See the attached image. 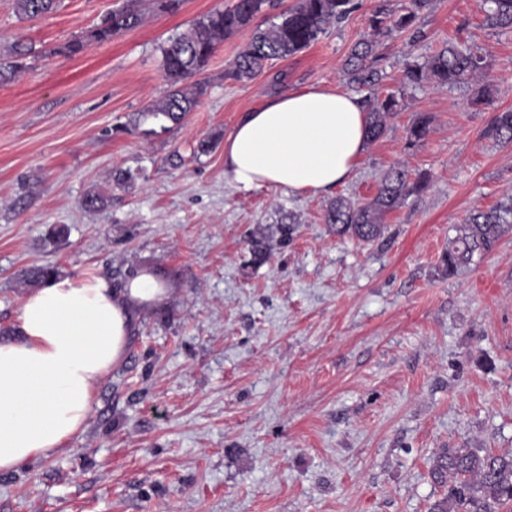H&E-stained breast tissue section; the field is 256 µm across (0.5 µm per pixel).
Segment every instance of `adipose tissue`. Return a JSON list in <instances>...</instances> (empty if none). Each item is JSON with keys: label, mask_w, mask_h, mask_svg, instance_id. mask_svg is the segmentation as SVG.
Segmentation results:
<instances>
[{"label": "adipose tissue", "mask_w": 512, "mask_h": 512, "mask_svg": "<svg viewBox=\"0 0 512 512\" xmlns=\"http://www.w3.org/2000/svg\"><path fill=\"white\" fill-rule=\"evenodd\" d=\"M366 146L361 103L313 87L244 114L224 141V172L243 190L322 192L346 179ZM166 297L143 274L120 289L102 277L53 280L25 298L16 337L0 342V471L47 457L82 431L132 323Z\"/></svg>", "instance_id": "adipose-tissue-1"}]
</instances>
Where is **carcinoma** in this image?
Masks as SVG:
<instances>
[{
  "instance_id": "cac0c4a2",
  "label": "carcinoma",
  "mask_w": 512,
  "mask_h": 512,
  "mask_svg": "<svg viewBox=\"0 0 512 512\" xmlns=\"http://www.w3.org/2000/svg\"><path fill=\"white\" fill-rule=\"evenodd\" d=\"M57 2L15 0V9L21 17L32 19L55 10ZM140 2L126 0L124 6L105 15L87 38L105 43L121 32L136 28L142 20ZM270 2L235 0L231 7L205 15L187 32L172 38L161 49L162 68L170 90L138 112L129 124L115 128V132L132 134L141 129L145 134H153L155 129H147L145 125L158 124L163 131L182 125L205 93V86L196 82L193 90L186 92L179 84L203 70L224 37L250 26ZM431 2L410 0L400 13L376 10L369 18V26L382 35L412 30L419 13L428 9ZM489 2L487 20L490 24L512 29V0ZM354 8L352 0H295L280 15L279 22L255 30L251 41L234 59L228 75L236 81L254 78L271 61L291 57L315 44L327 25L345 17ZM32 52L31 43L17 38L0 53V84L22 72ZM483 69L484 57L452 44L422 62L407 56L404 81L412 87L430 82L453 86ZM344 72L350 87L376 89L384 78L376 42L363 38L355 43L345 61ZM362 103L367 115V137L375 142L387 132L388 120L398 111L399 101L393 95L382 98L375 92ZM429 131V117L418 113L409 128V141L419 142ZM492 131L499 140L512 142V110L495 116ZM426 185L422 178L411 180L405 167L393 165L380 176L370 199L337 198L324 212V223L339 236L373 242L383 235L385 216L396 210L408 195L423 191ZM511 230L512 196L509 202L497 208L471 213L442 254V270L450 276L457 274L472 262L474 254L492 252L503 234ZM56 276L57 269L52 265H32L22 273L21 282L35 287ZM429 474L434 484L443 489L442 497L431 504L430 512H509L512 509V453L497 454L481 448H440L429 458Z\"/></svg>"
}]
</instances>
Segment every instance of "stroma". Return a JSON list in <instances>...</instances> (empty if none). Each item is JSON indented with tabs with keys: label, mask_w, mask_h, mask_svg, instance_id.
<instances>
[{
	"label": "stroma",
	"mask_w": 512,
	"mask_h": 512,
	"mask_svg": "<svg viewBox=\"0 0 512 512\" xmlns=\"http://www.w3.org/2000/svg\"><path fill=\"white\" fill-rule=\"evenodd\" d=\"M119 2L61 0L26 20L0 0V50L22 37L40 50L0 85V342L15 335L30 292L17 274L33 264L115 283L146 271L169 290L98 384L83 432L0 472V512H428L442 494L433 451L511 452L512 232L457 275L440 257L471 210L512 195V143L490 133L512 110V30L491 26L482 0H433L415 30L378 41V92L400 106L351 175L326 192L245 191L224 174L223 146L198 154L197 142L228 136L269 98L347 90L343 64L369 16L408 0H361L310 48L244 82L227 75L252 35L237 31L201 73L195 112L149 139L117 127L167 90L162 46L233 0L171 11L148 0L139 27L59 54ZM448 42L484 54L488 102L475 103L472 84H405L406 55ZM420 112L430 132L413 144ZM395 164L427 186L380 239L324 224L336 197H372ZM120 168L135 182L114 186ZM91 193L107 195L103 209L82 208ZM261 236L270 253L254 265L249 241Z\"/></svg>",
	"instance_id": "1"
}]
</instances>
